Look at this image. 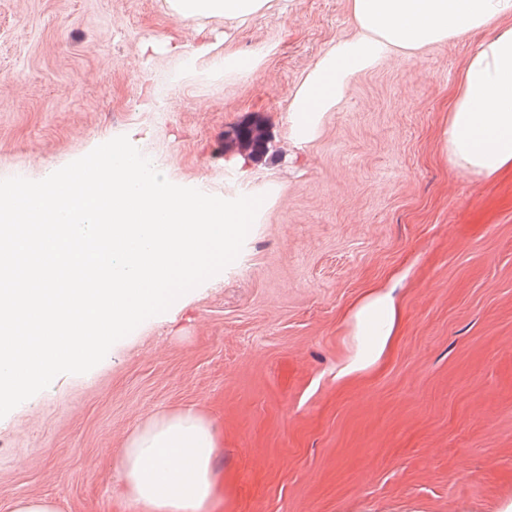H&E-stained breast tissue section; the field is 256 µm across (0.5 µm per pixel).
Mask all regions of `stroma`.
Wrapping results in <instances>:
<instances>
[{
  "label": "stroma",
  "instance_id": "stroma-1",
  "mask_svg": "<svg viewBox=\"0 0 512 512\" xmlns=\"http://www.w3.org/2000/svg\"><path fill=\"white\" fill-rule=\"evenodd\" d=\"M348 0H290L235 34L274 45L249 80L180 47L163 0H0V179H43L124 135L170 182L266 195L237 259L0 418V512H131L117 460L153 418L211 423L212 512H499L512 500V170L443 150L467 60L492 29L354 77L312 141L289 96ZM170 38L165 54L149 50ZM395 282L391 352L335 375L343 314Z\"/></svg>",
  "mask_w": 512,
  "mask_h": 512
}]
</instances>
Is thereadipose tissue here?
Instances as JSON below:
<instances>
[{"label": "adipose tissue", "instance_id": "obj_1", "mask_svg": "<svg viewBox=\"0 0 512 512\" xmlns=\"http://www.w3.org/2000/svg\"><path fill=\"white\" fill-rule=\"evenodd\" d=\"M183 22L221 18L246 22L255 15L287 14L288 0H164ZM356 22L352 37L333 42L292 93L290 135L310 140L322 115L340 102L350 81L387 58L504 22L481 43L465 66L450 107L444 149L450 164L485 178L512 169V0H349ZM200 39L190 60L209 58L210 68L252 76L269 54L213 52ZM395 287L365 292L344 320L346 355L336 371L346 380L379 364L401 327ZM215 440L210 424L193 412L165 415L136 432L118 467L135 512H210Z\"/></svg>", "mask_w": 512, "mask_h": 512}]
</instances>
